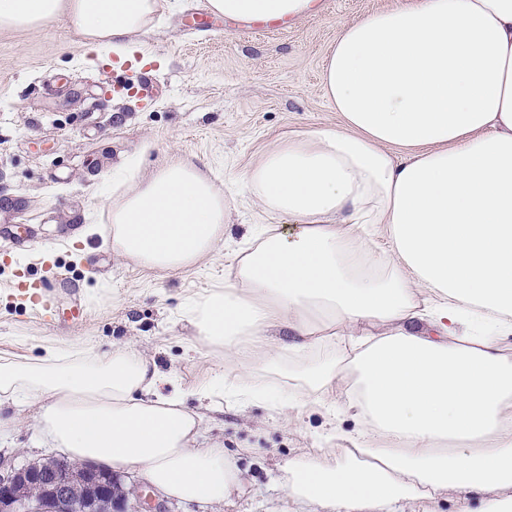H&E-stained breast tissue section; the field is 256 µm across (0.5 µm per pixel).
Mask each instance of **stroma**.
Listing matches in <instances>:
<instances>
[{
    "mask_svg": "<svg viewBox=\"0 0 512 512\" xmlns=\"http://www.w3.org/2000/svg\"><path fill=\"white\" fill-rule=\"evenodd\" d=\"M403 0H317L313 11L264 25L216 17L206 0H168L149 32L127 51L86 47L66 14L37 29L0 27V357L38 356L77 344L93 354L132 343L175 384L189 390L239 363L199 347L179 308L223 276L250 225L267 223L258 200L237 182L273 141L335 125L321 88L326 54L344 24ZM180 154L193 157L224 189V241L203 268L161 273L117 255L103 232L126 189L129 161L149 173ZM97 234H87L89 225ZM57 272L68 285L53 324H44L8 289L17 273ZM32 408L0 407V458L55 456L33 424ZM324 424L315 409L277 415L225 405L202 429L243 472V490L212 505L153 492L136 472L126 483L152 493L163 512H293L281 479L289 458L322 451L338 459L347 440L317 448Z\"/></svg>",
    "mask_w": 512,
    "mask_h": 512,
    "instance_id": "stroma-1",
    "label": "stroma"
}]
</instances>
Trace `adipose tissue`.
Segmentation results:
<instances>
[{"label":"adipose tissue","instance_id":"adipose-tissue-1","mask_svg":"<svg viewBox=\"0 0 512 512\" xmlns=\"http://www.w3.org/2000/svg\"><path fill=\"white\" fill-rule=\"evenodd\" d=\"M160 0H0V26L67 12L92 44L122 48ZM278 21L315 0H207ZM336 126L271 143L241 178L272 219L223 282L185 299L198 340L235 356L190 395L135 347H46L0 357V404L34 406L40 437L70 458L140 469L179 502L242 489L236 461L199 442L202 408H317L321 441L356 429L343 461L282 466L288 495L324 512L512 489V0H406L341 27L321 72ZM298 222L292 235L277 221ZM224 192L188 158L141 178L110 213L112 248L151 270L197 268L224 240ZM384 225L389 247L371 249ZM292 333L283 345L269 329ZM279 375L274 385L259 373ZM353 384L339 393L336 381Z\"/></svg>","mask_w":512,"mask_h":512}]
</instances>
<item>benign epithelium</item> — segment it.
<instances>
[{
  "instance_id": "7a95c632",
  "label": "benign epithelium",
  "mask_w": 512,
  "mask_h": 512,
  "mask_svg": "<svg viewBox=\"0 0 512 512\" xmlns=\"http://www.w3.org/2000/svg\"><path fill=\"white\" fill-rule=\"evenodd\" d=\"M140 491L126 492L120 480L91 467H65L61 460L21 466L0 460V512H159Z\"/></svg>"
}]
</instances>
